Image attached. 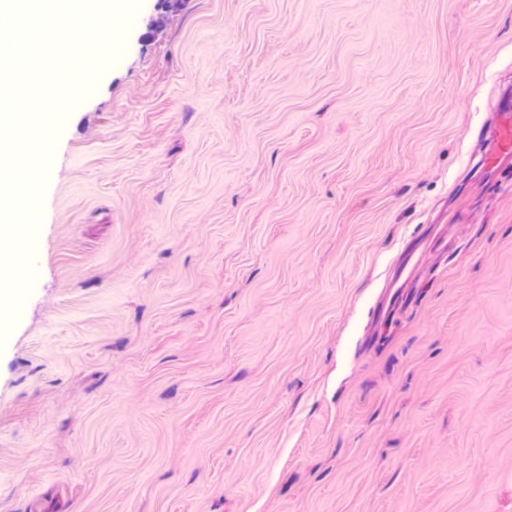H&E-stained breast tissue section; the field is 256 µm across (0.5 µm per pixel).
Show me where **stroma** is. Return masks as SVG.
<instances>
[{"label":"stroma","instance_id":"1","mask_svg":"<svg viewBox=\"0 0 512 512\" xmlns=\"http://www.w3.org/2000/svg\"><path fill=\"white\" fill-rule=\"evenodd\" d=\"M0 344V512H512V0H135Z\"/></svg>","mask_w":512,"mask_h":512}]
</instances>
